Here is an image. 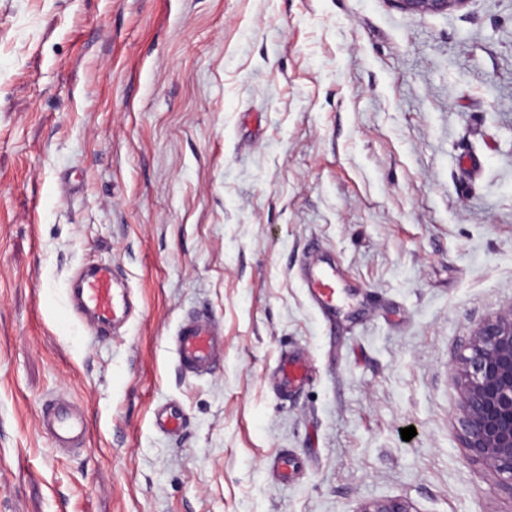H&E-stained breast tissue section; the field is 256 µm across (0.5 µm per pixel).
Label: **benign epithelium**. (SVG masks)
Returning a JSON list of instances; mask_svg holds the SVG:
<instances>
[{
	"mask_svg": "<svg viewBox=\"0 0 512 512\" xmlns=\"http://www.w3.org/2000/svg\"><path fill=\"white\" fill-rule=\"evenodd\" d=\"M412 14L444 13L469 0H394ZM457 363L460 440L473 460L495 472L512 495V305L481 321ZM357 512H417L404 499L372 500Z\"/></svg>",
	"mask_w": 512,
	"mask_h": 512,
	"instance_id": "obj_1",
	"label": "benign epithelium"
}]
</instances>
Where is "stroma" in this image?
Segmentation results:
<instances>
[{
    "mask_svg": "<svg viewBox=\"0 0 512 512\" xmlns=\"http://www.w3.org/2000/svg\"><path fill=\"white\" fill-rule=\"evenodd\" d=\"M95 264L132 303L104 336L68 301ZM510 304L512 0H0V512H512L453 382ZM196 311L203 376L170 346ZM285 351L311 373L284 397ZM406 12L412 14H437L448 12L451 8H461L469 0H395ZM306 287L311 299L324 311L336 310V303L340 300L339 279L333 268L320 270L310 274L305 279ZM177 362L187 372L202 376L212 371L223 342L211 319L204 314L186 318L172 337ZM42 428L60 448L70 450L83 446L88 430L80 413L53 403L43 409ZM185 417L182 406L170 402L155 409L152 422L159 432L176 434L183 426ZM357 512H417L413 505L404 499L393 498L372 500L362 504Z\"/></svg>",
    "mask_w": 512,
    "mask_h": 512,
    "instance_id": "stroma-1",
    "label": "stroma"
}]
</instances>
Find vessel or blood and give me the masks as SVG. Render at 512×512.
I'll list each match as a JSON object with an SVG mask.
<instances>
[{"mask_svg":"<svg viewBox=\"0 0 512 512\" xmlns=\"http://www.w3.org/2000/svg\"><path fill=\"white\" fill-rule=\"evenodd\" d=\"M311 299L324 311L331 312L340 300L339 279L334 269H323L305 279ZM69 297L76 309L90 313L97 333H107L126 301L127 291L117 285L109 266H99L84 277L71 282ZM177 362L187 372L202 376L212 371L223 347L211 319L204 314L186 318L172 338ZM310 365L296 356H281L277 365V390L281 395L296 391L308 379ZM185 421V412L178 403L170 402L155 409L153 425L162 433L174 434ZM42 428L59 447L81 448L87 435L84 417L67 407L47 404L43 410Z\"/></svg>","mask_w":512,"mask_h":512,"instance_id":"1","label":"vessel or blood"}]
</instances>
